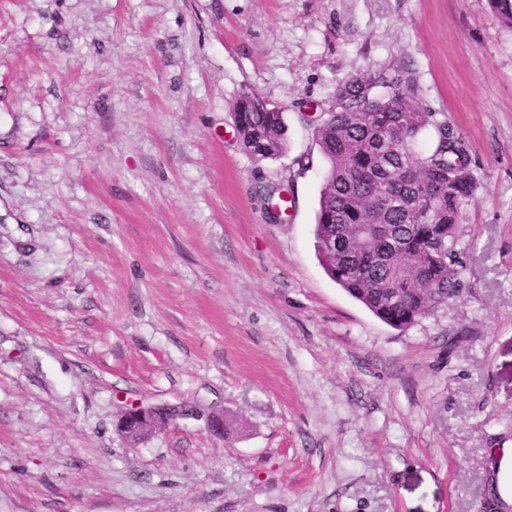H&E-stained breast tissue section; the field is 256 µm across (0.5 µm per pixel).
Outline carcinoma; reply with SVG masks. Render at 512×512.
Segmentation results:
<instances>
[{
	"mask_svg": "<svg viewBox=\"0 0 512 512\" xmlns=\"http://www.w3.org/2000/svg\"><path fill=\"white\" fill-rule=\"evenodd\" d=\"M512 25V0H490ZM336 88L313 123L327 161L314 230L327 275L389 326L404 330L445 305L459 286V216L476 183L467 144L446 120L416 103L412 74L390 65ZM244 146L259 160L287 147L283 112L255 93L233 105ZM433 131L430 147L416 150Z\"/></svg>",
	"mask_w": 512,
	"mask_h": 512,
	"instance_id": "obj_1",
	"label": "carcinoma"
}]
</instances>
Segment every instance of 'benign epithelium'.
Returning <instances> with one entry per match:
<instances>
[{
	"instance_id": "7a95c632",
	"label": "benign epithelium",
	"mask_w": 512,
	"mask_h": 512,
	"mask_svg": "<svg viewBox=\"0 0 512 512\" xmlns=\"http://www.w3.org/2000/svg\"><path fill=\"white\" fill-rule=\"evenodd\" d=\"M196 418L205 421L207 429L216 434L224 433V416L205 414L197 409L182 411L175 405H143L131 404L121 413L116 430L123 435L131 445L136 444L145 435L166 427L170 423L183 418Z\"/></svg>"
}]
</instances>
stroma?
Returning <instances> with one entry per match:
<instances>
[{
  "label": "stroma",
  "instance_id": "1",
  "mask_svg": "<svg viewBox=\"0 0 512 512\" xmlns=\"http://www.w3.org/2000/svg\"><path fill=\"white\" fill-rule=\"evenodd\" d=\"M395 63L477 185L455 296L403 331L317 257L309 121ZM245 92L284 113L276 159L237 137ZM134 402L225 432L132 446ZM500 448L512 26L488 0H0V512H512ZM179 405H143L131 404L121 413L116 430L123 435L130 445H135L142 437L183 418H204L207 429L216 435L224 433V417L218 414H205L196 408L182 411Z\"/></svg>",
  "mask_w": 512,
  "mask_h": 512
}]
</instances>
